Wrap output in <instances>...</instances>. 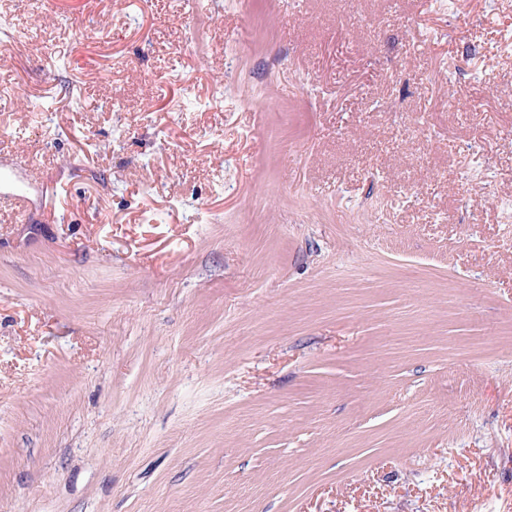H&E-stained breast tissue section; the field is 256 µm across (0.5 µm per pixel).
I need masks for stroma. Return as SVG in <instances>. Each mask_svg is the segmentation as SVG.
<instances>
[{
    "label": "stroma",
    "instance_id": "obj_1",
    "mask_svg": "<svg viewBox=\"0 0 512 512\" xmlns=\"http://www.w3.org/2000/svg\"><path fill=\"white\" fill-rule=\"evenodd\" d=\"M0 512H512V13L0 0Z\"/></svg>",
    "mask_w": 512,
    "mask_h": 512
}]
</instances>
